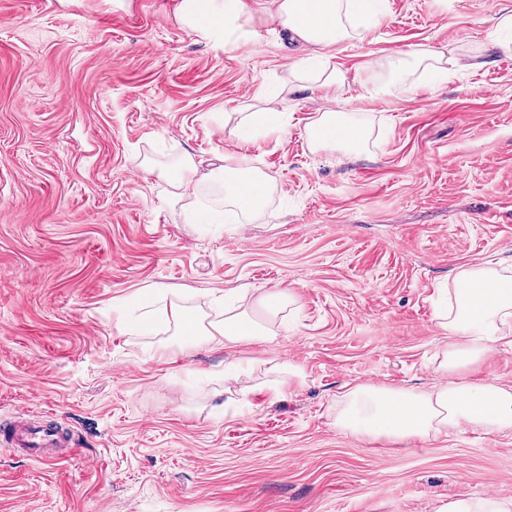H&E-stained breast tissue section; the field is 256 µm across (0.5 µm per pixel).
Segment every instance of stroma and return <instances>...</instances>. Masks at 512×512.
<instances>
[{"instance_id":"1","label":"stroma","mask_w":512,"mask_h":512,"mask_svg":"<svg viewBox=\"0 0 512 512\" xmlns=\"http://www.w3.org/2000/svg\"><path fill=\"white\" fill-rule=\"evenodd\" d=\"M179 0H0V420L53 416L78 458L0 450V512H436L512 501V431L396 446L336 429L347 387L429 390L448 343L436 299L460 270L512 265V53L487 46L512 0H385L369 32L321 47L346 73L298 88L309 54L252 0L254 39L230 51L182 26ZM412 46L448 76L365 86ZM485 63L468 68L474 55ZM287 132L243 142L260 93ZM367 130L358 153L316 148L323 108ZM191 155L192 224L143 172ZM253 160L274 191L228 215L217 171ZM165 305L210 321L238 289L294 294L274 337L188 346L174 326L118 327ZM165 343L167 360L148 359ZM300 364L277 394L266 363ZM511 510L512 501L488 497L440 503L436 512H510Z\"/></svg>"}]
</instances>
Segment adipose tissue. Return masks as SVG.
<instances>
[{
  "instance_id": "obj_1",
  "label": "adipose tissue",
  "mask_w": 512,
  "mask_h": 512,
  "mask_svg": "<svg viewBox=\"0 0 512 512\" xmlns=\"http://www.w3.org/2000/svg\"><path fill=\"white\" fill-rule=\"evenodd\" d=\"M374 2L275 0L273 18L305 43L322 46L369 30L375 20ZM177 13L187 30L217 40L228 50L257 35L251 0H180ZM444 62L442 53L422 47L397 53L384 78L368 87L366 94L372 99L383 97L389 88L407 86L409 76L419 70L443 73ZM309 136L319 147L349 153L356 152L365 138L356 119L332 110L321 112L311 123ZM270 189L267 175L247 157L224 168V197L242 212H261ZM295 301L293 294L273 289L257 300L266 310L262 319L249 305L225 311L223 318L208 323L180 308L165 311L164 317L194 346L228 347L271 336L270 320ZM440 319L441 328L449 333L448 349L437 367L441 383L428 391L376 385L350 388L336 406L338 429L402 444L447 432L491 435L512 428V385L473 381L464 375L496 347L512 346V276L489 265L462 270Z\"/></svg>"
}]
</instances>
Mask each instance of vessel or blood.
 <instances>
[{
	"label": "vessel or blood",
	"instance_id": "vessel-or-blood-1",
	"mask_svg": "<svg viewBox=\"0 0 512 512\" xmlns=\"http://www.w3.org/2000/svg\"><path fill=\"white\" fill-rule=\"evenodd\" d=\"M0 446L32 459L53 455L58 450L67 459L79 453L68 429L52 417L38 424L18 417L0 425Z\"/></svg>",
	"mask_w": 512,
	"mask_h": 512
}]
</instances>
